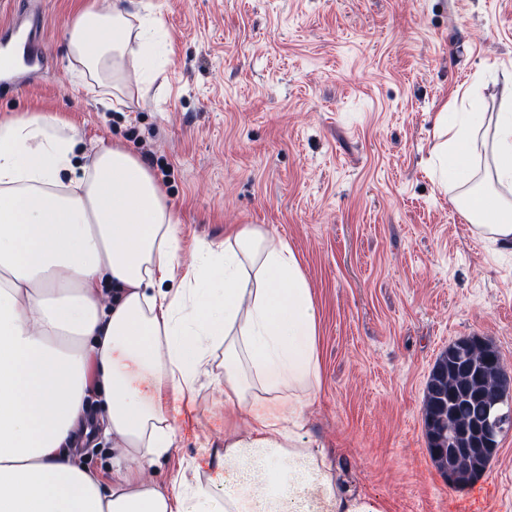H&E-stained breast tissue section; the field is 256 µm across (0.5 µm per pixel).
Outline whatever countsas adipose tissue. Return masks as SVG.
Returning a JSON list of instances; mask_svg holds the SVG:
<instances>
[{
    "label": "adipose tissue",
    "instance_id": "adipose-tissue-1",
    "mask_svg": "<svg viewBox=\"0 0 512 512\" xmlns=\"http://www.w3.org/2000/svg\"><path fill=\"white\" fill-rule=\"evenodd\" d=\"M149 29L118 6L82 9L66 26L74 68L121 103ZM503 81L500 112L441 123L434 152L458 207L512 251V73ZM81 141L55 114L0 120V512H385L305 441L318 312L288 242L244 224L183 264L150 170L119 145L78 154ZM216 346L224 449L188 461L205 482L179 474L159 489L150 469L172 448L168 401H191ZM88 429L112 441L111 480L72 460Z\"/></svg>",
    "mask_w": 512,
    "mask_h": 512
}]
</instances>
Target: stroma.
<instances>
[{
  "label": "stroma",
  "mask_w": 512,
  "mask_h": 512,
  "mask_svg": "<svg viewBox=\"0 0 512 512\" xmlns=\"http://www.w3.org/2000/svg\"><path fill=\"white\" fill-rule=\"evenodd\" d=\"M88 0L34 4L48 65L0 86V119L54 112L81 149L120 144L158 175L184 260L241 224L286 239L315 297L321 388L308 430L387 512H512V432L483 476L449 483L431 458L426 382L480 336L512 373V253L494 250L434 174L441 113L483 79L500 109L512 0H134L160 25L156 76L128 64L125 104L73 69L66 25ZM224 448V395L201 377L152 468L164 489Z\"/></svg>",
  "instance_id": "1"
}]
</instances>
